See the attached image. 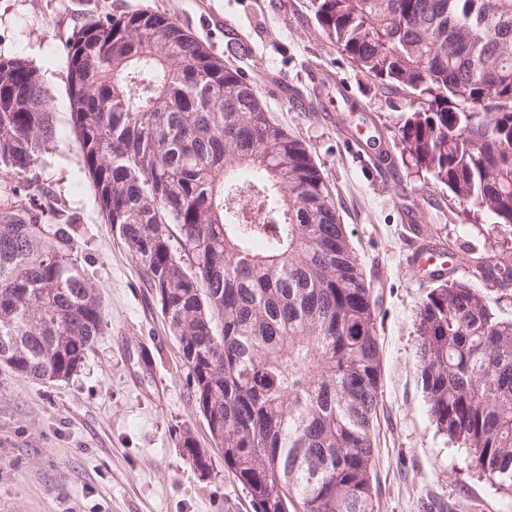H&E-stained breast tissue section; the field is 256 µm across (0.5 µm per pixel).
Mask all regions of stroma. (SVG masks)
Wrapping results in <instances>:
<instances>
[{"instance_id":"stroma-1","label":"stroma","mask_w":512,"mask_h":512,"mask_svg":"<svg viewBox=\"0 0 512 512\" xmlns=\"http://www.w3.org/2000/svg\"><path fill=\"white\" fill-rule=\"evenodd\" d=\"M142 9L166 14L255 82L273 119L304 140L335 196L365 279L379 298L382 396L375 427L377 512H512V496L480 479L465 449L437 434L420 384L415 323L434 283L406 262L408 221L470 259L512 229L464 220L451 195L396 164L392 178L346 138L392 150L404 99L364 76L318 27L309 0H0V55L28 60L50 100L56 141L29 177L59 221L80 225L81 262L100 288L102 336L69 379L21 378L0 365V512H254L224 467L188 369L137 264L105 224L70 119L65 48L74 32ZM206 452L189 465L180 438Z\"/></svg>"}]
</instances>
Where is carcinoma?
<instances>
[{
	"instance_id": "carcinoma-1",
	"label": "carcinoma",
	"mask_w": 512,
	"mask_h": 512,
	"mask_svg": "<svg viewBox=\"0 0 512 512\" xmlns=\"http://www.w3.org/2000/svg\"><path fill=\"white\" fill-rule=\"evenodd\" d=\"M361 73L405 95L401 160L478 223L512 228V0H310ZM70 116L105 223L177 339L224 466L256 512H375L379 298L310 147L274 123L253 81L176 21L141 10L66 47ZM56 130L37 71L0 57V177ZM175 226L177 233L170 231ZM30 185L0 192V363L64 381L104 332L78 256ZM419 308L422 388L437 433L512 493V254L437 277ZM185 460L208 467L190 434Z\"/></svg>"
}]
</instances>
